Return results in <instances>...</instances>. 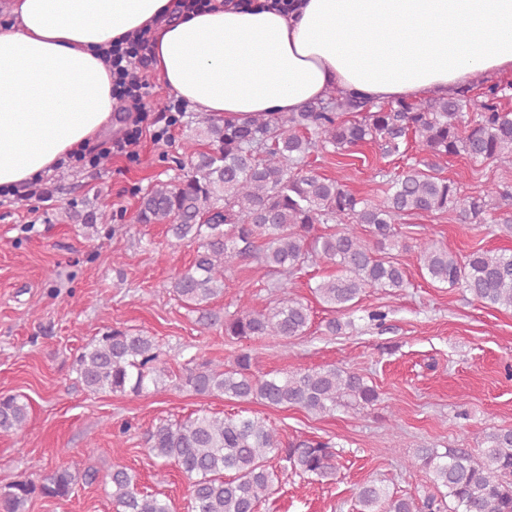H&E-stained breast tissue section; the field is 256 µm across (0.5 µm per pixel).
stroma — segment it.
<instances>
[{
  "instance_id": "1",
  "label": "stroma",
  "mask_w": 512,
  "mask_h": 512,
  "mask_svg": "<svg viewBox=\"0 0 512 512\" xmlns=\"http://www.w3.org/2000/svg\"><path fill=\"white\" fill-rule=\"evenodd\" d=\"M202 113L190 111L172 144L144 142L139 162L108 157L97 168L63 167L47 176L48 201L0 198V395L17 394L31 405L25 435L0 433V487L28 475L30 460L43 467L135 470L144 490L166 496L174 512H186L188 481L174 465H161L144 433L166 419L199 410L230 415L248 411L265 418L282 440L320 437L339 454L335 480L317 482L285 474L258 512H358L360 485L376 481L399 496L435 495L431 476L418 463L421 448H460L480 456L484 432L512 428V310L486 306L462 289L425 280L420 241L433 240L458 256L472 247L511 249L512 234L499 219L466 224L456 213L403 218L397 231L409 244L398 253L408 285L390 295L366 289L348 315L352 326L328 336L329 317L311 287L332 268L306 265L293 293L312 310L306 336L282 354L275 339L248 342L256 372H296L335 365L367 378L378 401L363 409L339 408L325 416L303 409L273 408L224 397H199L164 382L142 396L93 395L78 384L75 355L96 337L130 328L155 337L171 373L190 358L231 363L239 351L223 329L205 326L171 292L175 275L188 266L193 247L180 245L162 224H141L137 201L159 181L178 183L198 149ZM408 151L383 156L365 146L345 157L316 150L308 169L345 183L360 196L384 198L382 177L423 161ZM463 194L486 183L512 185V166L478 165L462 157L435 162ZM272 275L242 262L224 275L217 307L244 303L265 308L276 297ZM386 311L383 325L371 310ZM125 436L117 431L124 423ZM29 512H114L102 486L77 485L68 501L37 498Z\"/></svg>"
}]
</instances>
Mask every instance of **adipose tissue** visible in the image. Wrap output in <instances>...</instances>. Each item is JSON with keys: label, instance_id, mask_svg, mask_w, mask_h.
I'll return each mask as SVG.
<instances>
[{"label": "adipose tissue", "instance_id": "adipose-tissue-1", "mask_svg": "<svg viewBox=\"0 0 512 512\" xmlns=\"http://www.w3.org/2000/svg\"><path fill=\"white\" fill-rule=\"evenodd\" d=\"M0 26V187L51 172L111 122L103 53L141 29L191 109L246 118L338 92L374 102L454 96L512 75V0H291L179 15L172 0H10Z\"/></svg>", "mask_w": 512, "mask_h": 512}]
</instances>
